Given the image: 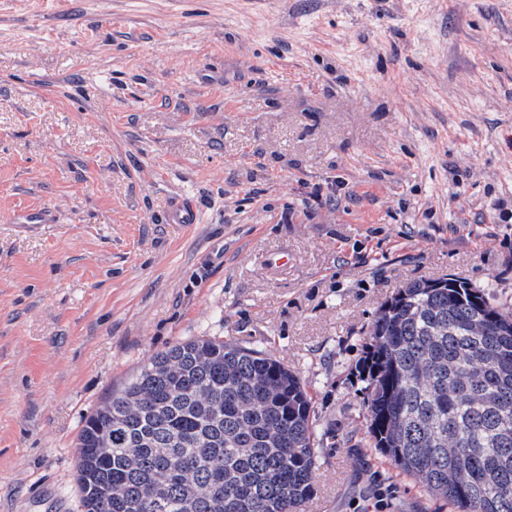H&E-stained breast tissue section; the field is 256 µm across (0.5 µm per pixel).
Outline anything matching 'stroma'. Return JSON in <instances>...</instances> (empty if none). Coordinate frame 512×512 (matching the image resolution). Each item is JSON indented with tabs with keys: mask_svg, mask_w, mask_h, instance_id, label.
I'll use <instances>...</instances> for the list:
<instances>
[{
	"mask_svg": "<svg viewBox=\"0 0 512 512\" xmlns=\"http://www.w3.org/2000/svg\"><path fill=\"white\" fill-rule=\"evenodd\" d=\"M445 275L512 311V0H0V512H78L84 418L197 336L310 394L302 512H448L356 370ZM167 221L169 224L198 223L199 218L195 203L188 198H176L168 211Z\"/></svg>",
	"mask_w": 512,
	"mask_h": 512,
	"instance_id": "obj_1",
	"label": "stroma"
}]
</instances>
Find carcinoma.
I'll use <instances>...</instances> for the list:
<instances>
[{
	"instance_id": "cac0c4a2",
	"label": "carcinoma",
	"mask_w": 512,
	"mask_h": 512,
	"mask_svg": "<svg viewBox=\"0 0 512 512\" xmlns=\"http://www.w3.org/2000/svg\"><path fill=\"white\" fill-rule=\"evenodd\" d=\"M368 442L456 512H512V312L450 277L377 313ZM297 374L217 336L157 353L84 420L82 512H300L317 462Z\"/></svg>"
}]
</instances>
